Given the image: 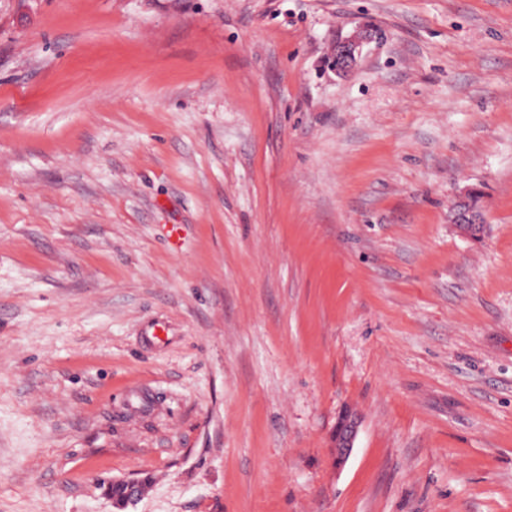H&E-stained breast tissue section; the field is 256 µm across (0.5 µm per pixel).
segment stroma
I'll return each mask as SVG.
<instances>
[{
  "instance_id": "1",
  "label": "stroma",
  "mask_w": 512,
  "mask_h": 512,
  "mask_svg": "<svg viewBox=\"0 0 512 512\" xmlns=\"http://www.w3.org/2000/svg\"><path fill=\"white\" fill-rule=\"evenodd\" d=\"M132 476L512 512V0H0V512ZM476 191L473 189L466 190L464 194L454 202L451 208V223L459 230L460 233L471 238V235L464 230V226L471 224H481L480 218L466 205L471 206ZM358 431L359 419L355 415L347 413L339 419L336 425V432L333 437L334 446L336 447V466L343 465L349 458L354 448Z\"/></svg>"
}]
</instances>
